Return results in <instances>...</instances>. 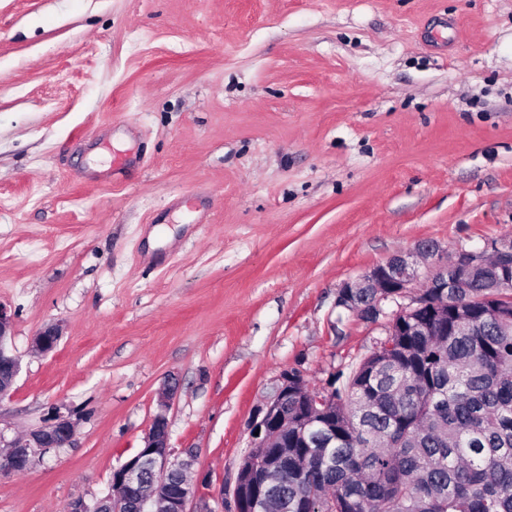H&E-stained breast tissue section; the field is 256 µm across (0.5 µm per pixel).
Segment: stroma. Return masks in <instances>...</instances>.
<instances>
[{"mask_svg": "<svg viewBox=\"0 0 512 512\" xmlns=\"http://www.w3.org/2000/svg\"><path fill=\"white\" fill-rule=\"evenodd\" d=\"M0 196V435L75 425L0 512L104 496L161 410L234 512L280 373L326 386L405 304L345 282L512 237V0H0ZM12 326L13 314L0 304V399L11 391L21 367L20 359L11 354L6 347Z\"/></svg>", "mask_w": 512, "mask_h": 512, "instance_id": "obj_1", "label": "stroma"}]
</instances>
